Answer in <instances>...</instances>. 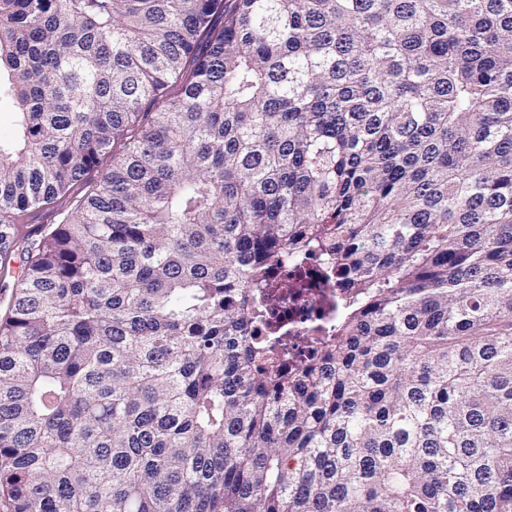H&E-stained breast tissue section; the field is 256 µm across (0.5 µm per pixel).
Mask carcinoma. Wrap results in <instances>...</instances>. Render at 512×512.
<instances>
[{
	"instance_id": "cac0c4a2",
	"label": "carcinoma",
	"mask_w": 512,
	"mask_h": 512,
	"mask_svg": "<svg viewBox=\"0 0 512 512\" xmlns=\"http://www.w3.org/2000/svg\"><path fill=\"white\" fill-rule=\"evenodd\" d=\"M2 101L8 512H512V0H0ZM26 258L27 256L23 254L21 246L14 252L7 273L1 277L0 272V311L2 313L13 288L16 287L18 280H20L24 272V268L26 267ZM17 267H19L21 272H18ZM275 277L288 278L290 288L280 302L273 325L285 329L288 338L328 336L336 325V288H325L317 259L277 270Z\"/></svg>"
}]
</instances>
